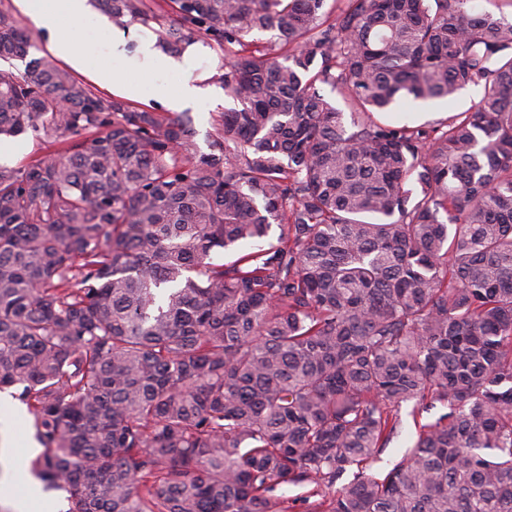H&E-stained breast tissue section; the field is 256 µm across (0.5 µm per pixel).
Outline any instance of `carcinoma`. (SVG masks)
<instances>
[{"mask_svg": "<svg viewBox=\"0 0 512 512\" xmlns=\"http://www.w3.org/2000/svg\"><path fill=\"white\" fill-rule=\"evenodd\" d=\"M498 2L95 0L120 28L168 20L167 52H223L205 150L188 112L51 58L0 69V135L57 146L0 162V388L68 512H289V486L310 512H512ZM33 47L0 9V62ZM471 85L443 121L382 118ZM407 403L448 412L376 473Z\"/></svg>", "mask_w": 512, "mask_h": 512, "instance_id": "carcinoma-1", "label": "carcinoma"}]
</instances>
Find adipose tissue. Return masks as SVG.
Listing matches in <instances>:
<instances>
[{"label": "adipose tissue", "mask_w": 512, "mask_h": 512, "mask_svg": "<svg viewBox=\"0 0 512 512\" xmlns=\"http://www.w3.org/2000/svg\"><path fill=\"white\" fill-rule=\"evenodd\" d=\"M21 10L27 14L50 50L62 58L71 68L80 71L85 67L84 53L74 36L65 34L60 22L64 19L81 21L93 17L88 0H48L39 5L37 0H18ZM99 25L109 30L106 46L109 63L101 65L93 73L94 82L112 89L116 95L136 100L142 93L138 83L122 78L120 65H127L151 74L154 78L152 98L156 104L173 110L194 107L206 97L205 78L214 77V70H202L201 63L211 52L202 44L190 46L179 57L162 51L151 35H141L139 25L121 30L112 26L107 17L97 18ZM171 72L184 74L185 79L178 91H171L166 76Z\"/></svg>", "instance_id": "obj_1"}]
</instances>
